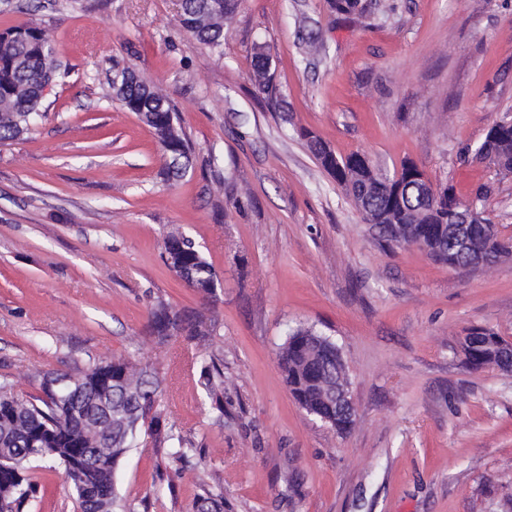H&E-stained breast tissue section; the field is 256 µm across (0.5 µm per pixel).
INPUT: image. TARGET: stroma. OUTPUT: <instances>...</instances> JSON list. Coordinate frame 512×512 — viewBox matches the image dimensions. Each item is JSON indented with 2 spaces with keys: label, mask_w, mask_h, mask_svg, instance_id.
<instances>
[{
  "label": "stroma",
  "mask_w": 512,
  "mask_h": 512,
  "mask_svg": "<svg viewBox=\"0 0 512 512\" xmlns=\"http://www.w3.org/2000/svg\"><path fill=\"white\" fill-rule=\"evenodd\" d=\"M238 0L212 53L179 0H0V30L46 28L61 73L32 130L0 144V381L112 356L166 373L162 419L198 454L182 468L141 441L117 487L129 512H512V375L465 366L469 328L512 340V260L458 270L380 246L310 153L311 131L385 172L413 160L512 236V177L461 161L512 114V0ZM264 48L276 102L254 79ZM131 67L192 146L177 181L152 130L112 96ZM492 193L475 201V190ZM192 238L221 286L204 299L163 259ZM217 322L210 346L149 332L157 303ZM312 327L340 346L356 425L344 437L293 401L276 352ZM224 365L216 421L198 383ZM28 512H78L61 470L35 461Z\"/></svg>",
  "instance_id": "stroma-1"
}]
</instances>
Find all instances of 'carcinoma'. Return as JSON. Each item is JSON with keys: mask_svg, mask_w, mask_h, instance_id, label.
Wrapping results in <instances>:
<instances>
[{"mask_svg": "<svg viewBox=\"0 0 512 512\" xmlns=\"http://www.w3.org/2000/svg\"><path fill=\"white\" fill-rule=\"evenodd\" d=\"M224 20L205 21L210 0H185L181 27L193 34L215 53H222L224 22L236 9V0H223ZM336 14L350 16L363 10L361 0H332ZM269 56L259 50L254 70L259 89L268 92ZM55 49L45 30L33 25H18L0 32V142L13 141L29 131L32 117L38 115L42 101L41 88L50 84L57 73ZM116 99L125 107L133 104L146 113L166 152L167 176H183L190 163L191 152L183 133L165 135L174 109L169 100L148 82H136L126 89H114ZM309 147L324 170L342 186L355 203L361 204L364 220L376 227L383 224H408L409 215L419 219L412 237L432 258L450 267L455 261L447 253L445 235L437 228L448 224L451 204L459 202L453 186H443L448 203L433 198L424 173L413 176L408 162L401 172L387 174L369 157L352 153L336 157L321 140L313 137ZM474 158L512 173V116L496 122L495 135L485 136L474 152ZM486 223L487 239L492 249L512 248V241L501 238L495 224ZM165 252L174 262L194 272L192 286L208 298L214 297L209 284L216 273L196 243L187 236L171 235ZM149 328L160 342L174 334H183L200 345L212 341L215 324L201 317L186 318L160 302L149 314ZM474 339L461 346L465 362L473 370L498 360L505 339L496 332L472 330ZM340 351L331 337L312 327H298L288 332L278 350V362L288 390L306 413L330 426L340 435L347 434L355 420L336 411V399L327 398L325 386L350 385L347 368L336 372V352ZM50 371L36 372L41 395L25 398L14 391L8 381L0 382V512H25L38 492V484L29 474V464L47 460L61 466L76 493L81 512H127L116 488V472L123 456L142 435L153 445L163 448L173 463L185 461L193 448L173 429L162 424L160 402L162 381L146 365L126 358L101 360L86 369L69 374L74 389L81 391L83 414L72 412V403L63 393L47 384ZM202 385L210 408L217 418L224 417V370L215 359L202 367ZM198 512H224V494L202 487Z\"/></svg>", "mask_w": 512, "mask_h": 512, "instance_id": "obj_1", "label": "carcinoma"}]
</instances>
